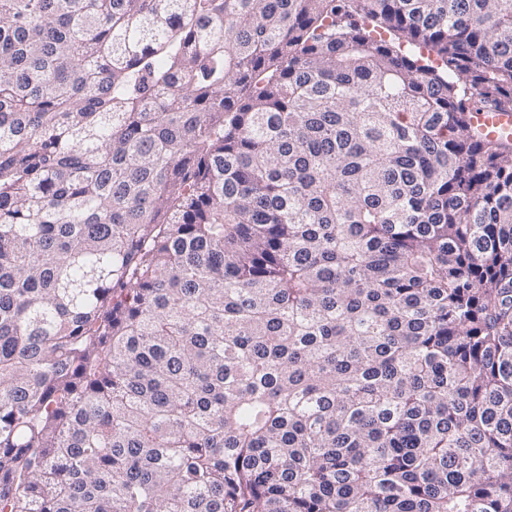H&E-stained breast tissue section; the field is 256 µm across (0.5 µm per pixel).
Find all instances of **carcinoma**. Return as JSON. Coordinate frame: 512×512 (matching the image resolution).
Instances as JSON below:
<instances>
[{
	"label": "carcinoma",
	"mask_w": 512,
	"mask_h": 512,
	"mask_svg": "<svg viewBox=\"0 0 512 512\" xmlns=\"http://www.w3.org/2000/svg\"><path fill=\"white\" fill-rule=\"evenodd\" d=\"M481 111L512 0H0V512H512Z\"/></svg>",
	"instance_id": "cac0c4a2"
}]
</instances>
